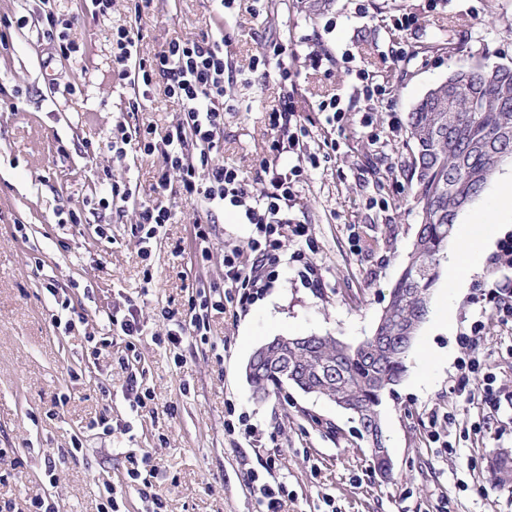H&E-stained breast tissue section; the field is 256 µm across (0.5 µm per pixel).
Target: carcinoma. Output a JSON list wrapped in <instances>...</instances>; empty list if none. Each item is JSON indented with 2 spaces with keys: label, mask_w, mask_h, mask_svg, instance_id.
<instances>
[{
  "label": "carcinoma",
  "mask_w": 512,
  "mask_h": 512,
  "mask_svg": "<svg viewBox=\"0 0 512 512\" xmlns=\"http://www.w3.org/2000/svg\"><path fill=\"white\" fill-rule=\"evenodd\" d=\"M458 85L440 112L422 98L408 115L411 156L405 167L420 222L404 268L390 292V307L374 332L388 340L386 348L371 341L349 345L334 336L288 348L286 363L291 384L318 386L329 398L345 403L359 422L361 412L379 408L383 395L398 385L410 348L396 345L412 323H424L431 290L439 278L441 260L462 210L458 190L479 197L488 173L512 163V151L493 154L485 147L507 134L512 138V67L485 61L463 64L449 76ZM455 116L450 123L447 116ZM253 395L270 397L283 390L275 369H263L252 385ZM495 482L512 484V456L502 453L490 465Z\"/></svg>",
  "instance_id": "carcinoma-1"
}]
</instances>
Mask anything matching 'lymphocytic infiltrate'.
Segmentation results:
<instances>
[{"label": "lymphocytic infiltrate", "instance_id": "f902f5d3", "mask_svg": "<svg viewBox=\"0 0 512 512\" xmlns=\"http://www.w3.org/2000/svg\"><path fill=\"white\" fill-rule=\"evenodd\" d=\"M42 36L63 58H70L78 45L70 36L72 23L55 12L54 0H43ZM140 35L134 27L122 26L112 31V62L121 78L130 81L134 96L130 111H138L149 100L155 79L164 82L167 98L177 103L181 112L178 122L159 138L151 130L112 139V158L124 161L128 153L158 155L162 159L152 187L153 195L140 203L136 222L143 255H150L161 228L171 223L173 214L166 203L171 185H178L183 199L203 204L206 211L235 209L243 223L254 225L255 233L246 247L253 254L251 265H243L239 250L224 255V279L230 290L220 288L196 291L189 302L188 316L169 321L158 343L176 352L184 337L196 336L208 341V313L237 300L247 307L276 281L283 262L284 242L288 236L303 237L305 225L294 223L288 210L296 197L298 168L284 171L264 166L266 188L259 196H249L244 178L235 167L218 158L224 136V82L229 63L224 58L223 29L209 30L192 37H176L165 43L153 56L140 54ZM253 67L274 71L281 91L270 105L269 121L280 135L270 145L272 154L302 149L306 129L295 107L297 85L288 65L285 46L273 42L254 57Z\"/></svg>", "mask_w": 512, "mask_h": 512}]
</instances>
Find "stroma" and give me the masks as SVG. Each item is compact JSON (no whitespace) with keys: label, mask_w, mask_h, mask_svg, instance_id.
<instances>
[{"label":"stroma","mask_w":512,"mask_h":512,"mask_svg":"<svg viewBox=\"0 0 512 512\" xmlns=\"http://www.w3.org/2000/svg\"><path fill=\"white\" fill-rule=\"evenodd\" d=\"M40 7L39 0H0V19L10 23L0 89L18 106L0 109V448L8 451L0 497L21 503L48 493L60 512H98L101 488L122 486L132 450L147 454L158 475L127 489L125 512H141L148 497L162 498L167 512H261L247 483L251 472L286 483L285 512H512V486L498 485L488 466L498 451H512V405L488 419L482 405L452 391L462 380L479 389L490 376L494 389L512 395V320L487 311L482 297L512 278V268H492L490 252L475 255L463 286L440 275L407 371L383 397L390 478L378 473L349 412L293 387L258 402L245 378L253 350L275 336L329 335L355 345L372 334L418 223L404 167L408 114L460 60L512 65V0H318L313 11L308 0H267L259 19L252 0H238L223 24L234 74L221 155L250 194L263 191L261 162L275 136L267 111L279 84L250 63L265 42H282L298 75L295 105L308 135L302 151L282 154L278 165L303 169L291 216L308 237L288 239V264L247 310L211 311L209 343L186 337L178 362L155 342L168 315L186 314L192 292L224 287L226 250L241 248L251 263L244 245L254 227L231 211H213L210 257L198 261L193 221L202 211L175 193L172 224L142 258L136 210L161 160L131 153L118 163L108 144L119 124L165 135L179 107L158 87L140 111H129L133 87L112 65L110 38L113 28L137 26L148 57L172 37L215 26L216 4L153 0L138 18L127 0H114L111 13L95 17L88 0H55V12L73 19L80 45L67 60L41 40ZM314 53L330 55L327 68H313ZM360 69L385 87L382 101L357 94ZM335 94L346 111L338 125L318 110ZM112 174L123 177L130 198L104 208L98 201ZM510 175L503 166L459 218L470 224L492 214L495 244L512 236ZM76 204L81 223H59L58 211ZM19 224L24 233L16 232ZM100 224L111 225V237L97 235ZM304 260L320 268L321 287L302 283ZM58 293L71 300L75 327L67 335L52 325ZM132 304L142 335H109L110 317ZM441 314L448 326L437 324ZM477 318L484 322L481 367L466 378L457 368L467 353L458 337ZM105 335L111 345L90 357L89 337ZM127 358L151 395L136 414L122 391ZM63 393L69 401L60 410L55 400ZM231 407L249 414L254 437L227 430ZM103 414L112 420L108 435L89 427ZM482 421L489 428L480 434ZM75 438L82 453L61 456ZM49 463L52 485L44 476Z\"/></svg>","instance_id":"obj_1"}]
</instances>
